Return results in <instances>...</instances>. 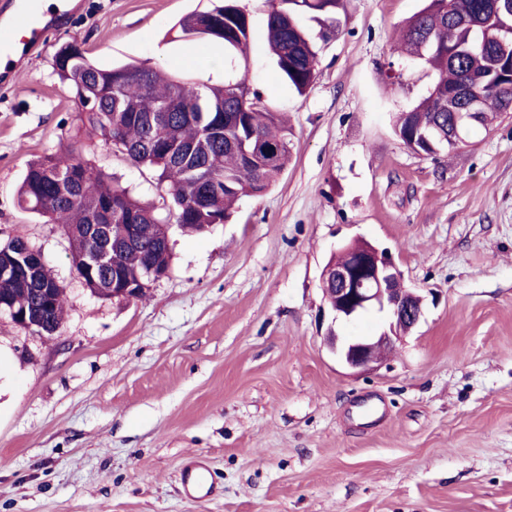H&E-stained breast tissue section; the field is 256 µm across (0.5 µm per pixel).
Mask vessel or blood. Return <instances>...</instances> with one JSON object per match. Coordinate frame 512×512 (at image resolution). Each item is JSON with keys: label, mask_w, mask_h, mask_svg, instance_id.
<instances>
[{"label": "vessel or blood", "mask_w": 512, "mask_h": 512, "mask_svg": "<svg viewBox=\"0 0 512 512\" xmlns=\"http://www.w3.org/2000/svg\"><path fill=\"white\" fill-rule=\"evenodd\" d=\"M82 0H5L0 5V85H11L24 66L34 61L48 31L66 23L81 8ZM202 460L188 463L181 472L187 498L213 496L215 484Z\"/></svg>", "instance_id": "b4317fda"}]
</instances>
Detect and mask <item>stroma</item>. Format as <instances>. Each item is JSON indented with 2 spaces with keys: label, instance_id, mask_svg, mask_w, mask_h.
<instances>
[{
  "label": "stroma",
  "instance_id": "stroma-1",
  "mask_svg": "<svg viewBox=\"0 0 512 512\" xmlns=\"http://www.w3.org/2000/svg\"><path fill=\"white\" fill-rule=\"evenodd\" d=\"M211 0H84L0 87V243L38 247L67 296L49 337L0 315V512H512V112L430 157L394 132L434 77L398 29L426 0H343L297 94L268 50L269 0H239L250 86L292 129L276 182L229 223L171 224L145 297L92 294L59 225L24 210L29 162L77 145L167 215L155 168L85 129L54 66L65 42L223 81L170 29ZM391 251L424 316L362 373L325 346L321 272L354 237ZM207 460L217 492L179 474ZM209 470L202 460L188 463L181 472V487L189 499L202 500L216 493L215 484L208 477Z\"/></svg>",
  "mask_w": 512,
  "mask_h": 512
}]
</instances>
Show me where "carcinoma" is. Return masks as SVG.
Wrapping results in <instances>:
<instances>
[{"label": "carcinoma", "instance_id": "1", "mask_svg": "<svg viewBox=\"0 0 512 512\" xmlns=\"http://www.w3.org/2000/svg\"><path fill=\"white\" fill-rule=\"evenodd\" d=\"M494 0H427L399 34V48L407 56L425 61L435 71L429 95L394 122L396 135L413 151L444 150L456 106L448 92L467 80L498 70L502 61L499 39L503 23L493 10ZM341 0H279L267 18L268 45L281 76L298 93L317 77L318 47L300 17L310 14L321 23V37L336 26ZM466 17L467 26L453 23ZM180 40H211L224 46V81L190 82L165 75L139 62L105 66L78 45L55 54L59 79L72 91L76 103H89L80 120L100 135L108 127L119 138V148L134 164L160 171L159 179L173 197L175 223L204 231L231 218L236 202L267 190L288 165L290 132L280 115L267 109L261 95L240 70V56L249 39L248 14L237 0H221L205 10L180 17L172 26ZM466 49L448 57V44ZM483 109L494 120L512 102V86L499 75L480 82ZM275 148L271 155L268 149ZM79 169L84 177L70 189L60 174ZM20 206L60 224L70 244L72 265L85 275L84 258L98 250L102 238L126 237L127 224H163L155 210L131 192L112 183L85 160L76 147L61 155L45 156L28 165L18 189ZM112 202V223L88 233L84 225L105 202ZM170 264L160 234L139 236L112 253V260L94 270L95 278L118 275L135 283L150 257ZM44 283L24 278H0V298L20 309L39 311L44 335H53L63 320L66 294L49 271Z\"/></svg>", "mask_w": 512, "mask_h": 512}]
</instances>
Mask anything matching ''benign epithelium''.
<instances>
[{"label":"benign epithelium","mask_w":512,"mask_h":512,"mask_svg":"<svg viewBox=\"0 0 512 512\" xmlns=\"http://www.w3.org/2000/svg\"><path fill=\"white\" fill-rule=\"evenodd\" d=\"M451 96L460 106L454 124L448 128V142L461 146L465 143L463 128L486 127L488 122L478 97L462 90L452 92ZM336 253L343 256V262L336 265L335 273L327 268L321 273L323 300L333 315V325L327 329L324 342L346 367L370 369L387 357L394 340L418 326L423 316L422 297L405 287L403 273L387 250L356 238L340 246ZM22 256L28 259L32 274L46 265L41 251L29 242ZM370 311L384 317L378 335L344 339L337 334L334 323L349 322ZM2 314L29 330L39 327V322L29 319L27 312L5 300H0Z\"/></svg>","instance_id":"obj_1"}]
</instances>
